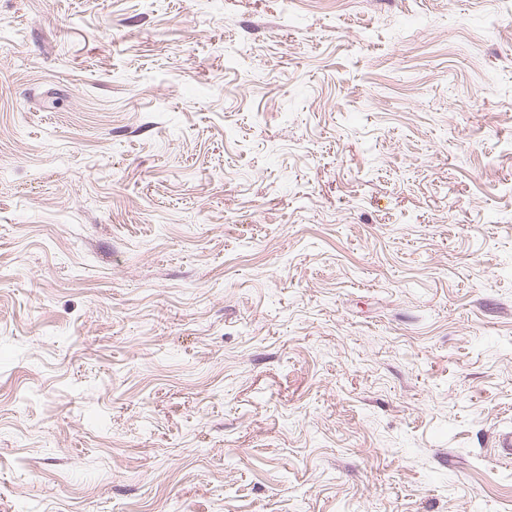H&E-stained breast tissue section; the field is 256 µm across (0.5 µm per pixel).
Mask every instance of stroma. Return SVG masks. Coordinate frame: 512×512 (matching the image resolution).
Returning a JSON list of instances; mask_svg holds the SVG:
<instances>
[{
	"mask_svg": "<svg viewBox=\"0 0 512 512\" xmlns=\"http://www.w3.org/2000/svg\"><path fill=\"white\" fill-rule=\"evenodd\" d=\"M512 0H0V512H512Z\"/></svg>",
	"mask_w": 512,
	"mask_h": 512,
	"instance_id": "1",
	"label": "stroma"
}]
</instances>
